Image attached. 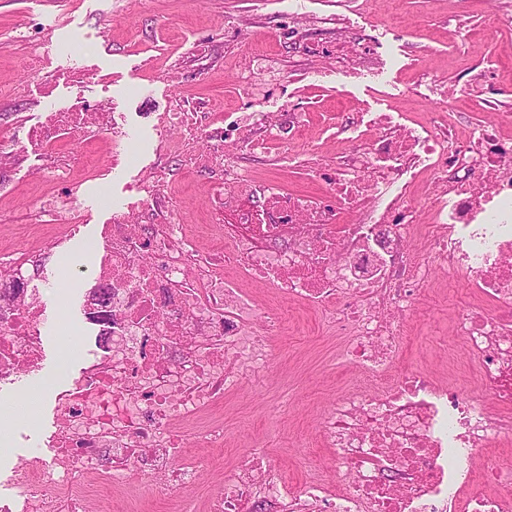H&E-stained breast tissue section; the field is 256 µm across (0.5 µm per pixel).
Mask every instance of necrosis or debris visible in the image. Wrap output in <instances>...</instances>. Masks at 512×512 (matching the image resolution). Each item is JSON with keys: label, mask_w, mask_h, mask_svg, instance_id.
Here are the masks:
<instances>
[{"label": "necrosis or debris", "mask_w": 512, "mask_h": 512, "mask_svg": "<svg viewBox=\"0 0 512 512\" xmlns=\"http://www.w3.org/2000/svg\"><path fill=\"white\" fill-rule=\"evenodd\" d=\"M308 24L297 15L289 37L307 60L370 53L356 33L328 42ZM454 118L444 107L408 125L380 115L377 136L339 141L332 161L309 170L323 186L313 194L283 191L239 163L294 135L303 113H269L260 129L247 113L228 122L206 103L189 111L174 99L156 113L165 157L136 185L138 204L113 212L92 274L88 320L112 341L59 398L52 453L24 463L0 512H93L102 500L125 512L140 495L126 484L131 471L155 480L159 497L196 484L197 449L224 445L213 406L240 384L245 363L272 359L282 330L251 284L317 310L345 338L340 359L383 387L349 390L324 413L331 475L282 483L257 444L206 512H512V466L488 453L512 436V139L501 134L512 114L492 116L476 136ZM181 128L188 141L172 145ZM120 133L104 102L52 110L25 130L54 187L33 202L30 224L73 229L85 192L72 177L76 151ZM197 139L205 152L193 150ZM172 153L182 170L211 174L210 221L192 237L168 193ZM419 173L432 195L426 224L408 192ZM40 262L33 251L0 263V384L41 360L42 303L31 285ZM439 270L461 275L478 298L453 326L474 362L476 397L425 372H392L417 296Z\"/></svg>", "instance_id": "necrosis-or-debris-1"}]
</instances>
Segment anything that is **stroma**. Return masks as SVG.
<instances>
[{"mask_svg":"<svg viewBox=\"0 0 512 512\" xmlns=\"http://www.w3.org/2000/svg\"><path fill=\"white\" fill-rule=\"evenodd\" d=\"M300 9L326 18L325 36L335 35L340 23L364 31L371 65L339 74L330 60L321 64L327 77H294L300 57L288 46L287 25ZM231 18L240 19V27L228 26ZM244 35L277 74L255 97L249 68L224 51ZM107 47L108 68L100 63ZM36 55L42 69L34 74L27 64ZM81 66L105 75V82L69 88V72ZM477 67L489 72L491 83L485 99L474 105L462 92ZM167 71L178 73V82H161ZM49 79L57 88L48 98L43 86ZM449 91L459 94L456 120L467 133H477L494 114L512 113V0H0V131L37 124L77 98L108 101L138 146L134 161L117 165L111 161L112 143L97 140L84 148L73 175L98 178L109 198L100 200L96 190H88L78 231L53 247L46 230L22 222L23 212L47 186L42 155L19 143L15 166L0 177V261L29 249L42 252L43 297L77 318L64 328L65 343L81 351L68 366V379H77L100 350L97 329L83 308L98 261L89 244L101 241L113 209L127 205L129 185L158 162L153 115L173 96L191 104L211 100L223 115L252 113L258 127L268 112L288 107L304 113L295 139L270 147L266 158L251 165L256 175L275 177L286 189L310 190L314 184L304 171L313 157L337 150V113H360L356 132L362 135L385 112L403 123L424 120ZM209 185V174L201 172L172 184L171 201L186 231L206 219ZM469 299L458 276L436 272L422 311L410 320L399 367L424 370L443 382L473 381L470 357L449 332ZM279 306L284 329L273 342L274 359L252 368L244 383L224 396L219 410L224 448L201 473L199 499H206L221 474L256 442L268 448L283 480L293 486L332 456L322 443L320 421L352 388L355 375L336 355L340 337L314 310L286 299ZM50 434L38 419L12 426L8 439L14 454L0 457L1 498L10 494L14 471L31 457L30 438L47 450Z\"/></svg>","mask_w":512,"mask_h":512,"instance_id":"35a3bbf8","label":"stroma"}]
</instances>
